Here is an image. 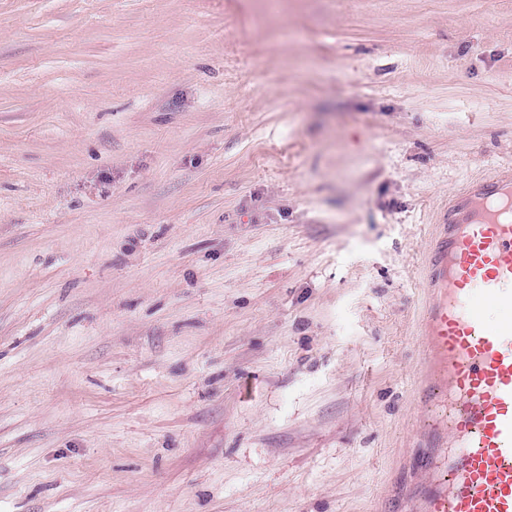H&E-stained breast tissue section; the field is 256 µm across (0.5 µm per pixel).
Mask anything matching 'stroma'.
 <instances>
[{
  "instance_id": "obj_1",
  "label": "stroma",
  "mask_w": 512,
  "mask_h": 512,
  "mask_svg": "<svg viewBox=\"0 0 512 512\" xmlns=\"http://www.w3.org/2000/svg\"><path fill=\"white\" fill-rule=\"evenodd\" d=\"M507 165L512 0H0V512H401Z\"/></svg>"
}]
</instances>
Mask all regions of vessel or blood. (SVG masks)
<instances>
[{
	"mask_svg": "<svg viewBox=\"0 0 512 512\" xmlns=\"http://www.w3.org/2000/svg\"><path fill=\"white\" fill-rule=\"evenodd\" d=\"M416 395L431 413L404 512H512V170L471 180L435 226Z\"/></svg>",
	"mask_w": 512,
	"mask_h": 512,
	"instance_id": "vessel-or-blood-1",
	"label": "vessel or blood"
}]
</instances>
